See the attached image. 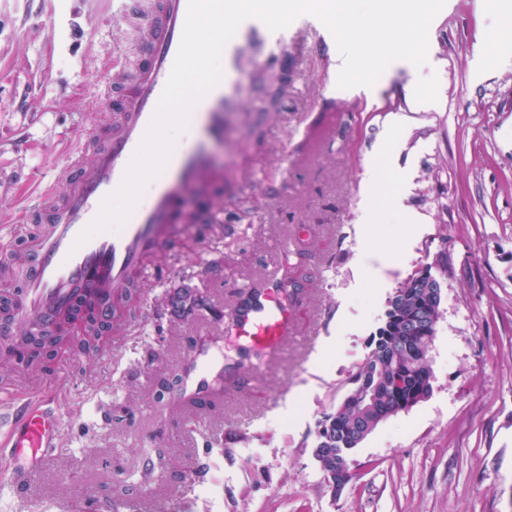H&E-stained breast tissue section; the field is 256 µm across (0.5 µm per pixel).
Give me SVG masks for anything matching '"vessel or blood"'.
Wrapping results in <instances>:
<instances>
[{
    "mask_svg": "<svg viewBox=\"0 0 512 512\" xmlns=\"http://www.w3.org/2000/svg\"><path fill=\"white\" fill-rule=\"evenodd\" d=\"M188 10V0H123L119 17L135 26L146 46L139 67L107 74L105 99L114 113L104 145L86 171H78L71 157L59 154L56 166L73 181L61 203H44L32 215L43 230L32 247L28 275L17 304L0 310V355L9 354L16 331L54 328L58 319L95 287L102 304L101 317L112 311L111 301L132 278L146 269V261L177 235L182 225L172 217L185 190L207 169L206 145L222 137L228 116L241 109L233 92L238 69L251 65L259 19L245 20L226 45L221 82L195 107L197 118L192 144L169 156L152 182L148 204L136 206L120 227L93 235L83 245L75 240L96 216L102 200L121 183L126 167L148 128L172 71ZM282 271H274L258 285L260 295L249 307L229 313H201L199 322L222 335L277 353L288 341L293 314L283 293ZM192 368L182 384L184 397L209 394L214 378L223 370L213 356L191 349ZM56 395L16 402L0 413L13 480L28 482L36 475L62 432L54 405Z\"/></svg>",
    "mask_w": 512,
    "mask_h": 512,
    "instance_id": "vessel-or-blood-1",
    "label": "vessel or blood"
}]
</instances>
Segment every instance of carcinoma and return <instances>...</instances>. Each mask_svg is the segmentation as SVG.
<instances>
[{
    "label": "carcinoma",
    "mask_w": 512,
    "mask_h": 512,
    "mask_svg": "<svg viewBox=\"0 0 512 512\" xmlns=\"http://www.w3.org/2000/svg\"><path fill=\"white\" fill-rule=\"evenodd\" d=\"M433 278L432 266L426 265L411 273L389 297L388 309L383 325L369 341L367 352L355 365L347 379V391H357L364 397H373V410L368 411L361 403L339 402L319 423L313 454L324 482H329L330 467L341 459L352 467L351 450L372 432L382 417L401 411V403L409 399L424 400L432 390V371L423 351L436 334L440 318V303L433 297L429 287ZM140 294L139 287L127 288L120 297L123 305L118 320L125 322L135 318L130 302ZM202 292L191 286L175 289L167 297L168 305L176 315H183V308L203 306ZM74 314L88 316L85 331L81 336L67 339L69 347L82 352L88 361H93L104 343L101 336L112 331V323H102L94 316L90 303L84 301ZM62 324L52 331L34 335L25 330L19 333L17 347L32 351L31 357L39 358L52 353L53 345L62 340L59 333ZM259 356L252 350L242 349L236 362L225 367L226 380L244 367V362Z\"/></svg>",
    "instance_id": "cac0c4a2"
}]
</instances>
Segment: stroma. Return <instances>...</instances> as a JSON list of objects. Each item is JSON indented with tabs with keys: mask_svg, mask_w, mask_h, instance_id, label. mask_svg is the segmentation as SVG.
I'll return each mask as SVG.
<instances>
[{
	"mask_svg": "<svg viewBox=\"0 0 512 512\" xmlns=\"http://www.w3.org/2000/svg\"><path fill=\"white\" fill-rule=\"evenodd\" d=\"M506 27L512 16L500 10L445 0L428 30L434 69L391 66L375 86L342 89L331 32L312 14L293 20L288 61L271 65L288 69L279 112L232 114L209 170L177 204L196 212L218 193L246 202L251 223L227 237L190 224L168 241L136 320L113 327L94 362L69 352L0 373L17 398L60 391L64 422L40 476L16 495L0 488V512H76L85 500L112 512L131 500L157 512H512V39L483 70L472 65L479 43ZM135 44L113 0H0V257L14 272L0 277V300L21 288L15 257L43 230L21 215L47 189L67 188L56 154L81 156L107 133L102 72L134 60ZM415 83L437 88L430 109L416 107ZM393 112L408 123L391 134ZM366 224L401 243L375 277L363 269ZM218 242L215 275L206 258ZM292 258L304 288L284 350L240 370L219 411H158L161 376L182 372L189 345L208 334L172 312L169 293L200 288L220 313ZM426 264L442 283L432 392L353 449L364 468L333 493L312 455L318 423L345 394L389 297ZM158 448L167 465L143 480Z\"/></svg>",
	"mask_w": 512,
	"mask_h": 512,
	"instance_id": "obj_1",
	"label": "stroma"
}]
</instances>
